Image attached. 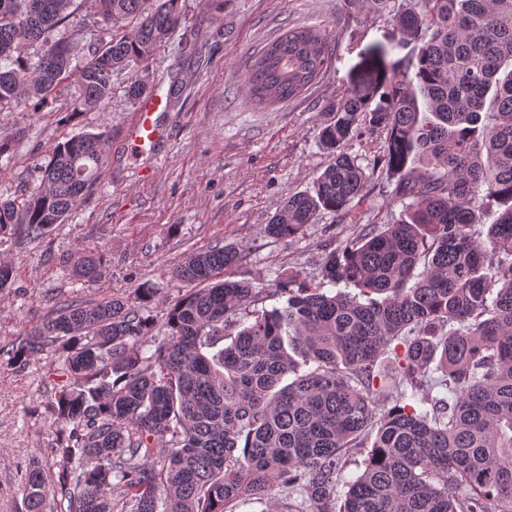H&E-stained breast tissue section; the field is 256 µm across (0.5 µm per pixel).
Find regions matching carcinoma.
Listing matches in <instances>:
<instances>
[{
    "label": "carcinoma",
    "mask_w": 512,
    "mask_h": 512,
    "mask_svg": "<svg viewBox=\"0 0 512 512\" xmlns=\"http://www.w3.org/2000/svg\"><path fill=\"white\" fill-rule=\"evenodd\" d=\"M75 2L0 0V112L64 87L71 111L100 109L125 69L129 97L150 93L180 0H94L112 35L83 56L51 38ZM397 22L400 41L329 105L330 162L262 230L294 239L379 176L399 222L357 228L317 275L290 266L267 288L226 276L235 247L193 249L170 271L188 289L161 336L151 284L132 301H59L8 350L20 370L53 356L63 378L48 406L56 491L26 470V512H235L247 498L269 512H512V0H416ZM25 42L40 44L34 63ZM335 54L321 29H286L251 57L247 102L299 98ZM367 136L380 151L364 165L347 145ZM107 137L57 141L40 184L0 201V235L41 242L64 223L97 189ZM102 263L96 248L65 260L78 279Z\"/></svg>",
    "instance_id": "1"
}]
</instances>
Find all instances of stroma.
Here are the masks:
<instances>
[{
    "mask_svg": "<svg viewBox=\"0 0 512 512\" xmlns=\"http://www.w3.org/2000/svg\"><path fill=\"white\" fill-rule=\"evenodd\" d=\"M408 0H390L374 12L344 0H181L183 20L150 63L156 82H178L180 92L163 118L166 138L158 159L128 150L123 131L137 103L126 93L128 72L112 78L102 109L63 122L64 97L0 112V129L15 134L14 155L0 170V199H13L39 182L43 157L63 134L108 130L107 165L94 195L44 241L0 236V261L14 269V285L0 291V512H26L18 484L30 466L48 482L59 470L53 448L57 427L46 410L58 376L44 354L22 370L6 353L38 324L56 297L82 301L126 297L143 283L158 291L152 313L164 320L180 291L167 271L189 250L215 243L237 248L236 280L268 286L280 269L304 266L318 273L326 250L358 224H393L401 206L386 177L349 214H322L299 237L265 236L267 223L289 196L304 190L327 165L318 140L336 95L371 72L372 50L401 38L395 21ZM77 23L55 31L88 47L108 39L109 28L92 0H80ZM294 25H313L336 44L331 70L298 99L260 110L245 102L243 77L254 51ZM98 245L106 270L93 279L64 275L62 260Z\"/></svg>",
    "mask_w": 512,
    "mask_h": 512,
    "instance_id": "obj_1",
    "label": "stroma"
}]
</instances>
